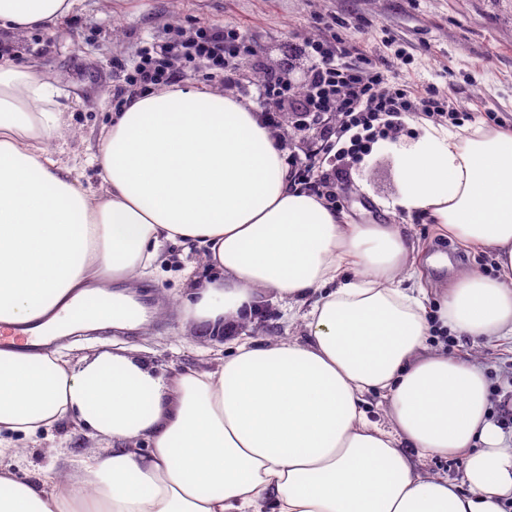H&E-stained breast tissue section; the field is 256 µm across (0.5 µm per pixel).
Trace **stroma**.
Instances as JSON below:
<instances>
[{"instance_id":"obj_1","label":"stroma","mask_w":512,"mask_h":512,"mask_svg":"<svg viewBox=\"0 0 512 512\" xmlns=\"http://www.w3.org/2000/svg\"><path fill=\"white\" fill-rule=\"evenodd\" d=\"M199 22L246 32L255 54L243 67L244 85L282 67L289 46L336 33L343 48L391 61L390 85L434 87L469 121H493L512 130V0H84L80 12L61 26L18 36L12 62L51 76L69 133L50 148L63 162H82L85 185L100 183L99 170L88 160L112 122L117 65L131 66L138 48L158 41L167 29L189 31ZM344 167L347 177L339 189L344 213L360 223L407 225L427 253L447 256V267L425 269L431 299L462 272L495 273L491 252L463 247L438 235L424 218L390 208L398 194L390 155L372 150L345 160ZM188 268L201 277L210 274L192 246L164 245L155 279L143 286L158 301L160 316L136 330L69 336L63 344L71 357L92 354L103 343L140 346L150 350L157 372L167 376L212 364L236 340L301 335L300 321L274 297L267 298L264 317L235 336L183 335L174 306L184 295ZM450 352L477 358L492 393L512 396L511 344L459 336ZM107 448L105 441L64 423L28 447L19 472L34 475L61 452L77 459Z\"/></svg>"}]
</instances>
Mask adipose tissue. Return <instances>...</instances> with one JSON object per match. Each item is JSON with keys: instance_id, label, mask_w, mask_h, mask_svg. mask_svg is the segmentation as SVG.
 <instances>
[{"instance_id": "1", "label": "adipose tissue", "mask_w": 512, "mask_h": 512, "mask_svg": "<svg viewBox=\"0 0 512 512\" xmlns=\"http://www.w3.org/2000/svg\"><path fill=\"white\" fill-rule=\"evenodd\" d=\"M82 2L0 0V36L56 28ZM56 94L0 65V324L132 327L134 290L171 242L217 273L185 278L182 333L272 295L304 335L168 376L136 347L0 349V512H512V434L480 362L428 346L445 328L512 342V131L429 122L375 146L394 159L396 207L493 254L496 275H461L430 309L421 243L291 183L279 136L235 96L137 98L112 118L93 189L48 149ZM64 421L109 450L20 475L26 443ZM431 457L462 459L461 479L420 475Z\"/></svg>"}]
</instances>
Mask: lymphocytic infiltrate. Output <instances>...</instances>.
I'll use <instances>...</instances> for the list:
<instances>
[{
    "label": "lymphocytic infiltrate",
    "mask_w": 512,
    "mask_h": 512,
    "mask_svg": "<svg viewBox=\"0 0 512 512\" xmlns=\"http://www.w3.org/2000/svg\"><path fill=\"white\" fill-rule=\"evenodd\" d=\"M301 50L311 62L310 77L303 87H295L282 74L257 84L255 104L266 124L280 129L281 107L285 100L299 98L302 113L298 130L319 127V140L314 154L341 155L357 158L368 152L374 138L400 130L405 113L418 111L436 120L459 125L457 112L450 110L447 96L427 88L414 92L406 88L388 89L381 64L365 58L363 66L348 64L331 41L310 40ZM254 49L245 32L234 25L215 28L207 24L191 35L176 33L161 43L139 48L132 68L120 69L122 85L119 106L149 89L180 84L178 64L201 67L222 77L231 89L241 80L243 62L253 56ZM288 174L297 185L323 189L329 205H337L336 184L345 177L341 168L316 170L314 163L297 157L289 158Z\"/></svg>",
    "instance_id": "lymphocytic-infiltrate-1"
}]
</instances>
